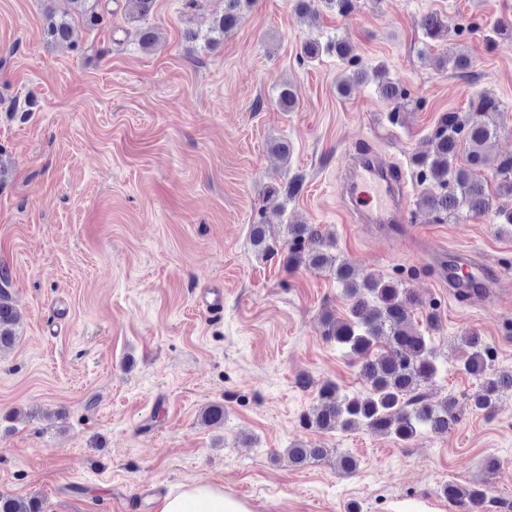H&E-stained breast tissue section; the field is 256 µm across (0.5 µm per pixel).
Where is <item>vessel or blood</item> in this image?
<instances>
[{
  "mask_svg": "<svg viewBox=\"0 0 512 512\" xmlns=\"http://www.w3.org/2000/svg\"><path fill=\"white\" fill-rule=\"evenodd\" d=\"M406 192L403 175L384 165L378 157L369 153L353 157L346 185L352 210L368 211L372 223L394 224L401 234L408 235L412 228L404 224L401 207ZM461 270L479 285L483 296L498 293L502 273L494 264L477 260L468 250L449 252V275H456Z\"/></svg>",
  "mask_w": 512,
  "mask_h": 512,
  "instance_id": "1",
  "label": "vessel or blood"
}]
</instances>
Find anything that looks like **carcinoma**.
<instances>
[{
  "instance_id": "obj_1",
  "label": "carcinoma",
  "mask_w": 512,
  "mask_h": 512,
  "mask_svg": "<svg viewBox=\"0 0 512 512\" xmlns=\"http://www.w3.org/2000/svg\"><path fill=\"white\" fill-rule=\"evenodd\" d=\"M71 2L86 26L97 25L100 0ZM252 3L253 0H224V12L214 17L205 37L207 43L224 39V34L238 25L243 8ZM420 25L431 40L446 37L452 41L458 36V31L437 14L423 16ZM45 36L53 45L72 46L70 20L48 14ZM502 38L512 39V22L499 21L484 34L489 44ZM324 53L352 65L351 76L338 86L340 94H346L353 83H372L376 94L393 106L389 119L399 121L407 94L389 76L385 64L378 63L369 69L353 64L349 44L338 35H329L324 42L318 38L306 41L300 61H316ZM500 111L499 100L483 91L470 96L467 111L444 112L439 116L429 147L412 159L421 184L418 208L443 221L491 212L495 223L512 225V153L495 161L494 190H488L478 174L486 164L484 146L498 131L497 126L489 123V117ZM302 182L303 176L296 175L285 187L271 184L266 189V200L282 195L292 199L300 192ZM251 241L264 254L273 251L263 224L253 225ZM285 247L288 265L305 264L334 272L348 307L344 317L324 319L323 336L348 349L369 383L368 393L356 396L341 394L334 383L322 384L315 405L303 415L302 423L320 432L363 428L402 443L412 440L423 429L436 433L452 429L458 420L454 401L432 402L420 391L421 386L433 382L438 367L430 337L412 322L411 314L419 304L417 295L396 279L376 273L361 276L350 263L337 261L331 253V241L316 224L286 225ZM9 280L8 269L0 264V350L11 347L17 337L18 316L7 291ZM461 342L469 349L464 369L479 381L473 405L492 414L501 396L512 392V373L487 374L488 345L478 332L465 333ZM201 421L208 426L224 425V407L207 406ZM327 452L326 448L303 444L285 449L288 460L295 465L320 460ZM443 493L463 504L467 512H485L487 491L482 487L448 484ZM0 512H42V506L35 498L0 494Z\"/></svg>"
}]
</instances>
